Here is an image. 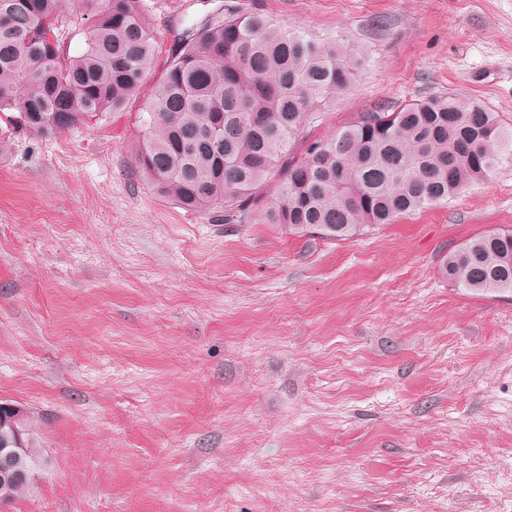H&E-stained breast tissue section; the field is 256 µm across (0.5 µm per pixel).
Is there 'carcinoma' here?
<instances>
[{"label": "carcinoma", "mask_w": 512, "mask_h": 512, "mask_svg": "<svg viewBox=\"0 0 512 512\" xmlns=\"http://www.w3.org/2000/svg\"><path fill=\"white\" fill-rule=\"evenodd\" d=\"M76 12L93 22L85 49L71 55L62 30ZM155 52L141 0H0V112L16 111L0 126V157L17 128L47 138L124 110L143 90ZM359 66L334 38L221 6L177 41L151 88L139 166L158 194L222 213L226 224L249 223L274 183L270 223L347 239L448 201L512 156V134L494 113L454 91L363 112L293 154ZM441 273L464 292L512 293V230L448 251ZM40 460L33 439L0 505L28 489Z\"/></svg>", "instance_id": "carcinoma-1"}]
</instances>
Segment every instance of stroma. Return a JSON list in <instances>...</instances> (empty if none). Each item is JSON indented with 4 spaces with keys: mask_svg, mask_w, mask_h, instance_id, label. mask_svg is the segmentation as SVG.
I'll use <instances>...</instances> for the list:
<instances>
[{
    "mask_svg": "<svg viewBox=\"0 0 512 512\" xmlns=\"http://www.w3.org/2000/svg\"><path fill=\"white\" fill-rule=\"evenodd\" d=\"M342 40L324 114L455 91L512 129V0H224ZM162 76L214 0H143ZM143 101L0 158V402L43 464L0 512H512V294L439 272L512 229V158L336 241L155 192Z\"/></svg>",
    "mask_w": 512,
    "mask_h": 512,
    "instance_id": "1",
    "label": "stroma"
}]
</instances>
